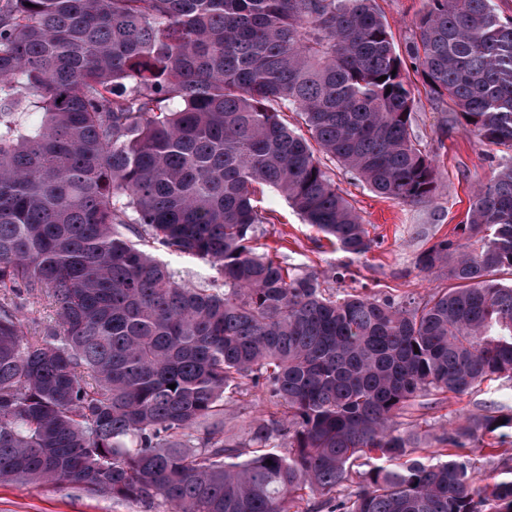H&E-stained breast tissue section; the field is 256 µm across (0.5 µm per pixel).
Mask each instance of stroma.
Segmentation results:
<instances>
[{"label":"stroma","mask_w":512,"mask_h":512,"mask_svg":"<svg viewBox=\"0 0 512 512\" xmlns=\"http://www.w3.org/2000/svg\"><path fill=\"white\" fill-rule=\"evenodd\" d=\"M424 6L425 0H377L396 46L405 45L411 23ZM416 97L413 129L422 148L435 155L441 183L431 202L406 205L384 199L349 175L335 171L337 186L352 200L375 240L366 256L352 258L306 224L277 191L265 187L256 199L262 210L274 214L275 221L259 225L258 246L297 272L316 275L322 288L336 295L354 289L370 296L408 300L444 284L442 272H421L416 257L465 221L474 187L489 177L507 154L501 148L480 144L462 128H445L442 106L425 92H417ZM494 411H512V381L492 380L465 394H446L438 404L402 416L399 424L401 430L429 439L463 418L478 419ZM270 414L258 390L245 396L226 395L224 430L237 442H244L249 423L269 419ZM502 450V445L489 436L465 448V455L476 466L477 485L493 483L512 467ZM0 512H167V507L159 500L149 504L93 495L68 483L15 481L0 484Z\"/></svg>","instance_id":"35a3bbf8"}]
</instances>
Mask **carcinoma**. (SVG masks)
<instances>
[{
  "mask_svg": "<svg viewBox=\"0 0 512 512\" xmlns=\"http://www.w3.org/2000/svg\"><path fill=\"white\" fill-rule=\"evenodd\" d=\"M405 52L376 0H0V290L58 316L32 336L0 304V483L168 512H292L307 493L331 512H512V477L479 489L457 453L512 413L425 446L398 422L512 380V156L417 256L447 280L417 302L326 294L257 246L258 185L357 258L375 241L332 168L432 201L408 59L446 124L512 150L494 0H427ZM160 250L222 287L180 283ZM247 381L274 412L229 443L224 395Z\"/></svg>",
  "mask_w": 512,
  "mask_h": 512,
  "instance_id": "obj_1",
  "label": "carcinoma"
}]
</instances>
